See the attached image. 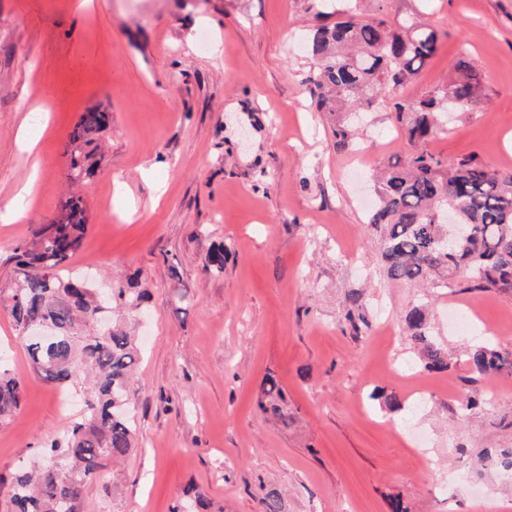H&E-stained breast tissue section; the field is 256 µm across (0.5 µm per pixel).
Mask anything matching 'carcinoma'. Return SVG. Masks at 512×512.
I'll use <instances>...</instances> for the list:
<instances>
[{"mask_svg": "<svg viewBox=\"0 0 512 512\" xmlns=\"http://www.w3.org/2000/svg\"><path fill=\"white\" fill-rule=\"evenodd\" d=\"M352 14L322 24L309 43L315 72L309 82L321 112L371 109L381 93L411 82L436 55L440 36L417 22L395 29L382 18ZM457 76L410 103H394L413 151L377 176V203L368 224L378 237L387 277L408 286L427 284L454 291L512 292V174H501L475 156L448 162L422 148L443 125L448 98L466 110L481 102L480 73L461 52ZM111 121L98 108L83 113L70 137L67 178L82 183L94 173L97 139ZM336 146L353 144L352 126L336 119ZM87 228L81 196L71 195L46 224L31 225L29 241L17 255L21 277L11 296L18 331L30 323L51 324L50 338L28 342L32 371L65 388L81 387L87 414L66 439L54 441L19 467L7 496L12 512H79L86 486L110 464L135 448L132 378L139 349L126 326L99 322L119 309L138 310L148 292L133 283L112 282L100 291L61 269L78 249ZM428 298L405 314L410 336L420 344L424 369L450 368L448 349L432 334ZM469 365L487 376H512V350L489 340L474 344ZM22 380L0 365V420L21 403ZM279 384L266 380L258 402L265 414L285 419ZM173 512H224L200 491L186 495Z\"/></svg>", "mask_w": 512, "mask_h": 512, "instance_id": "1", "label": "carcinoma"}]
</instances>
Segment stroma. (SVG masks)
<instances>
[{
    "label": "stroma",
    "instance_id": "1",
    "mask_svg": "<svg viewBox=\"0 0 512 512\" xmlns=\"http://www.w3.org/2000/svg\"><path fill=\"white\" fill-rule=\"evenodd\" d=\"M0 0V363L23 380L0 421V488L39 448L64 440L84 399L35 376L8 307L30 227L79 193L88 229L64 263L99 287L134 280L138 447L117 478L90 483L81 512H171L192 485L224 512H498L512 473V376L474 373L465 351L512 317V292L433 291L430 319L455 354L445 372L393 368L415 357L404 316L416 289L387 278L372 242L371 175L409 146L394 102L455 78L461 51L485 98L425 145L512 173V0H363L390 25L419 18L441 45L415 80L335 146L318 111L306 49L317 0ZM107 108L105 157L72 186L66 149L80 116ZM27 125L35 142L17 140ZM22 219L4 204L27 182ZM224 271L205 268L214 245ZM363 295L367 324L345 319ZM456 306L482 319L448 327ZM274 378L286 421L257 408ZM384 398L374 400L373 390ZM492 403L469 412L468 398ZM393 395L402 404L385 405Z\"/></svg>",
    "mask_w": 512,
    "mask_h": 512
}]
</instances>
